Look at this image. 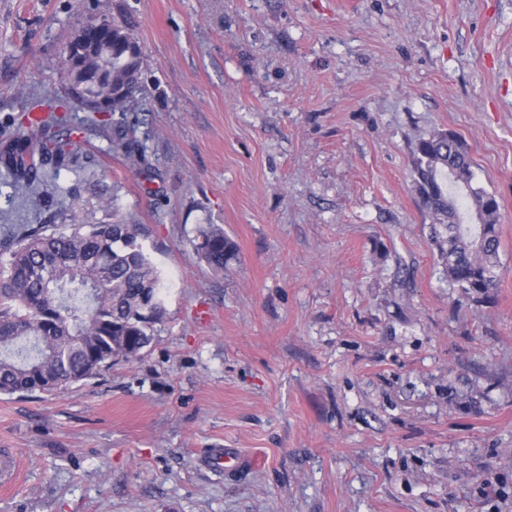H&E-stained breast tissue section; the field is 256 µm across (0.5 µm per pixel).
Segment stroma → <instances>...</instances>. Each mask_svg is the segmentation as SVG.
I'll use <instances>...</instances> for the list:
<instances>
[{
	"instance_id": "stroma-1",
	"label": "stroma",
	"mask_w": 512,
	"mask_h": 512,
	"mask_svg": "<svg viewBox=\"0 0 512 512\" xmlns=\"http://www.w3.org/2000/svg\"><path fill=\"white\" fill-rule=\"evenodd\" d=\"M128 26L151 178L97 153L0 226H141L166 309L133 360L0 394V512H512V0H0V126ZM496 195L491 301L450 286L411 153ZM218 224L240 261L193 251ZM214 448L244 466L213 467Z\"/></svg>"
}]
</instances>
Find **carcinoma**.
Returning <instances> with one entry per match:
<instances>
[{
  "mask_svg": "<svg viewBox=\"0 0 512 512\" xmlns=\"http://www.w3.org/2000/svg\"><path fill=\"white\" fill-rule=\"evenodd\" d=\"M81 34L89 45L109 49L90 65L112 78L116 118L86 113L76 123L67 98L37 105L45 116L28 119L35 126L29 133L0 131V176L33 210L44 204L46 183L78 165L75 138L99 134L109 123L112 153L133 171L148 168L137 122L127 116L139 89L141 48L127 26L114 22L106 28L91 23ZM412 166L420 205L438 224L434 239L448 281L479 302L490 299L500 281L499 203L472 186L466 145L453 133H435L418 141ZM449 179L467 191L475 226L463 223ZM105 205L116 214L110 224H87L72 210L59 228L13 224L0 238L10 255L0 266V393L32 392L44 372L50 376L44 392L89 379L152 342L166 315L160 272L139 242L140 225L118 214L117 199ZM194 250L217 275L239 261L236 244L218 224L199 229Z\"/></svg>",
  "mask_w": 512,
  "mask_h": 512,
  "instance_id": "cac0c4a2",
  "label": "carcinoma"
}]
</instances>
